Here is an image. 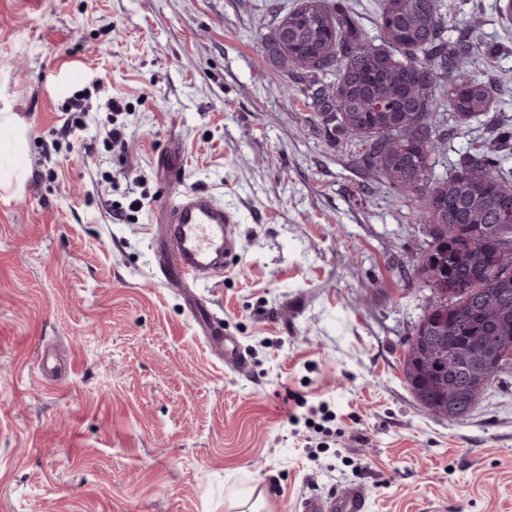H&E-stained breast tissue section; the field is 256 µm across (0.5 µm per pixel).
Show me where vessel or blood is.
I'll return each instance as SVG.
<instances>
[{
	"label": "vessel or blood",
	"instance_id": "vessel-or-blood-1",
	"mask_svg": "<svg viewBox=\"0 0 512 512\" xmlns=\"http://www.w3.org/2000/svg\"><path fill=\"white\" fill-rule=\"evenodd\" d=\"M163 236L159 259L170 283L184 288L214 281L224 275V260L234 254L239 242L231 231L233 213L225 211L212 196L203 192L169 197L164 207ZM193 314L203 330L209 348L226 366L245 370L236 340L224 333L221 322L203 304ZM363 488L352 487L340 494H309L302 497L297 512H366Z\"/></svg>",
	"mask_w": 512,
	"mask_h": 512
}]
</instances>
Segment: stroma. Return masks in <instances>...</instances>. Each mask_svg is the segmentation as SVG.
I'll list each match as a JSON object with an SVG mask.
<instances>
[{"label": "stroma", "mask_w": 512, "mask_h": 512, "mask_svg": "<svg viewBox=\"0 0 512 512\" xmlns=\"http://www.w3.org/2000/svg\"><path fill=\"white\" fill-rule=\"evenodd\" d=\"M326 2L384 47L378 0ZM300 3L0 0V512H296L354 485L368 512H512V377L455 422L409 390L427 236L270 56ZM441 13L474 45L460 73L495 93L466 122L442 107L437 179L498 148L489 124L512 132V22L498 0ZM164 158L236 217L237 253L194 294L244 373L158 264ZM193 314L197 324L203 330L209 348L219 359L238 371L247 368L246 360L241 356L236 340L232 336L224 335V328L221 322L208 313V309L202 303L194 305Z\"/></svg>", "instance_id": "1"}]
</instances>
